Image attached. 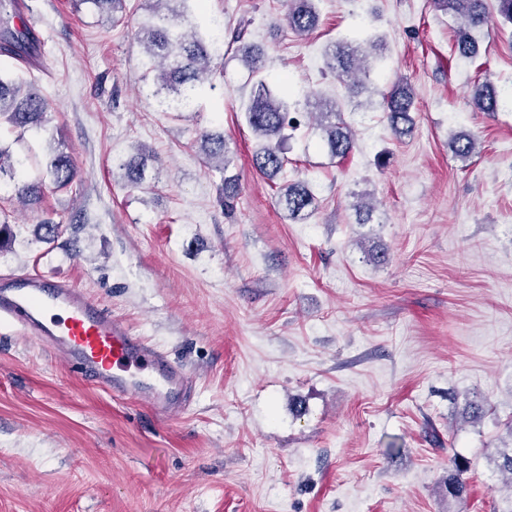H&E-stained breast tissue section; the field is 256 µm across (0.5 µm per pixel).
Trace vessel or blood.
I'll return each instance as SVG.
<instances>
[{
	"label": "vessel or blood",
	"mask_w": 512,
	"mask_h": 512,
	"mask_svg": "<svg viewBox=\"0 0 512 512\" xmlns=\"http://www.w3.org/2000/svg\"><path fill=\"white\" fill-rule=\"evenodd\" d=\"M0 321L20 326L101 390L136 397L161 418L178 419L190 406L193 373L64 278L1 273Z\"/></svg>",
	"instance_id": "vessel-or-blood-1"
}]
</instances>
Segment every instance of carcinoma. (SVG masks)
I'll return each instance as SVG.
<instances>
[{
    "instance_id": "1",
    "label": "carcinoma",
    "mask_w": 512,
    "mask_h": 512,
    "mask_svg": "<svg viewBox=\"0 0 512 512\" xmlns=\"http://www.w3.org/2000/svg\"><path fill=\"white\" fill-rule=\"evenodd\" d=\"M151 5L147 22L136 34L153 73L155 89L153 96L166 110L182 111L191 106L202 90L203 84L212 72L216 52L212 43L192 29L178 23L183 12L175 5H184L187 0H146ZM317 2L319 0H287L286 19L288 27L300 34L316 28L319 20ZM496 13H491L487 0H434L441 9L458 16L462 22V36L457 41V54L471 58L477 52V41L473 31L489 25L494 17L512 24V0H495ZM98 12L116 15L122 11L125 0H78ZM27 5L23 0H0V54L26 66L33 65L40 47L31 37L28 29L12 25L14 19L21 18ZM229 46L233 47V57L238 59L248 71L251 83L250 93L241 105L246 124L258 140L252 154L254 168L265 178L272 180L285 169L288 158L284 144L289 139L287 131H295L304 123L315 124V130L322 134L328 152L334 158H345L355 147L353 131L345 120L344 112L336 102L313 95L306 97L305 106L316 105L317 112H300L290 102L294 94L288 84H271L265 75V50L262 46L246 40V30L233 31ZM384 55V44L380 38H344L331 43L325 51L327 69L333 73L347 90L364 88L356 82L360 74L367 75L373 63ZM471 104L483 112H495L499 108V95L489 77L476 88ZM380 107L385 118L398 136H406L413 129L411 112L415 111V99L408 88L396 82L382 94ZM47 99L35 88L32 81H16L0 77V126L8 125L19 137L30 131L42 133L50 131ZM200 155L208 169L221 175L223 205L228 207L240 194L237 175L228 174L231 164L230 148L224 140V133L204 131L196 140ZM479 148L478 139L472 134H459L451 139V150L455 157L466 160ZM29 156L14 154L0 146V180L13 185L16 198L29 205L42 202L44 184L29 181L22 176ZM46 168L54 189L71 187L77 179V171L71 153L64 143L49 156ZM124 170L128 186L136 188L144 179V164L132 157L119 163ZM280 205L291 219L307 216L315 208V194L301 180H290L278 187ZM66 228L62 222L43 221L33 227V236L43 243L55 240ZM17 233L10 215L0 208V253L12 250ZM507 450L500 453L496 467L512 475V423L506 426ZM467 462L453 457L448 464V479L445 491L448 498H462L466 491L464 473Z\"/></svg>"
}]
</instances>
